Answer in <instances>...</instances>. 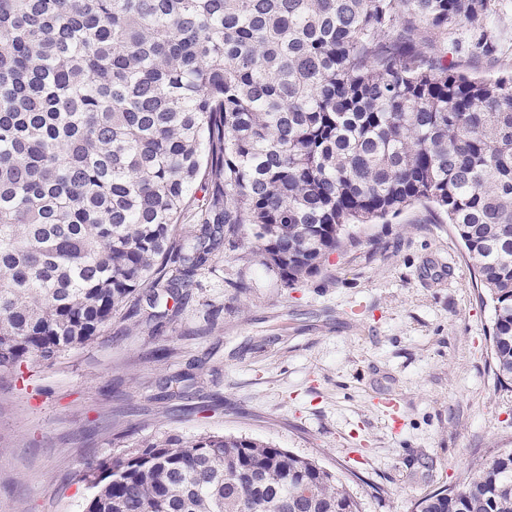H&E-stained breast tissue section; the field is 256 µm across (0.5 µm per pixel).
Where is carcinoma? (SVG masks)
Returning <instances> with one entry per match:
<instances>
[{
    "mask_svg": "<svg viewBox=\"0 0 512 512\" xmlns=\"http://www.w3.org/2000/svg\"><path fill=\"white\" fill-rule=\"evenodd\" d=\"M494 0H0V379L176 297L229 244L290 287L414 204L448 223L512 386V72L442 45ZM197 223L179 228L187 212ZM84 512H362L318 461L246 436L89 463ZM413 512H512V449Z\"/></svg>",
    "mask_w": 512,
    "mask_h": 512,
    "instance_id": "cac0c4a2",
    "label": "carcinoma"
}]
</instances>
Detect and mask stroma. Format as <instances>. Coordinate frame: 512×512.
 Returning <instances> with one entry per match:
<instances>
[{
  "label": "stroma",
  "instance_id": "stroma-1",
  "mask_svg": "<svg viewBox=\"0 0 512 512\" xmlns=\"http://www.w3.org/2000/svg\"><path fill=\"white\" fill-rule=\"evenodd\" d=\"M442 40L470 74L511 72L512 0ZM481 40L494 52L472 53ZM353 232L290 288L221 250L179 300L140 290L134 319L116 314L25 382L0 380V512H83L80 470L160 434L245 435L314 458L363 512H412L512 448L492 311L450 226L418 205Z\"/></svg>",
  "mask_w": 512,
  "mask_h": 512
}]
</instances>
